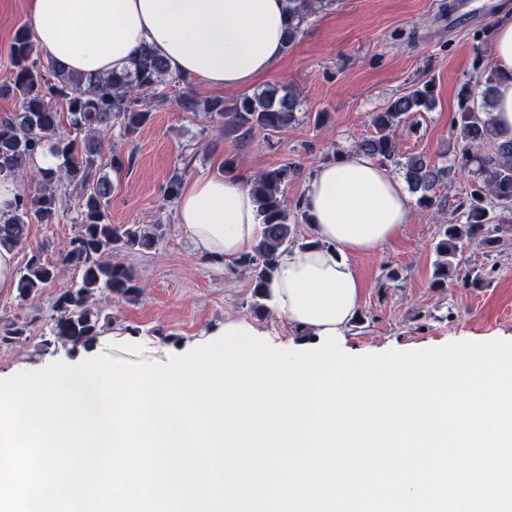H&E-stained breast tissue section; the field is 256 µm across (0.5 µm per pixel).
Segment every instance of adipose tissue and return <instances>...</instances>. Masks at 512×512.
I'll list each match as a JSON object with an SVG mask.
<instances>
[{
	"mask_svg": "<svg viewBox=\"0 0 512 512\" xmlns=\"http://www.w3.org/2000/svg\"><path fill=\"white\" fill-rule=\"evenodd\" d=\"M38 44L70 71L105 74L130 64L150 43L170 70L206 85L242 89L266 74L283 51L286 0H29ZM493 64L498 84L492 115L512 138V23L500 24ZM301 205L313 245L277 260L267 300L298 331L346 332L363 300L354 259L374 254L409 224L412 199L390 169L356 148L321 163L306 179ZM177 219L197 254L233 261L260 238L262 217L244 179L190 180Z\"/></svg>",
	"mask_w": 512,
	"mask_h": 512,
	"instance_id": "ef3b65f1",
	"label": "adipose tissue"
}]
</instances>
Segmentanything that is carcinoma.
Returning a JSON list of instances; mask_svg holds the SVG:
<instances>
[{"instance_id":"1","label":"carcinoma","mask_w":512,"mask_h":512,"mask_svg":"<svg viewBox=\"0 0 512 512\" xmlns=\"http://www.w3.org/2000/svg\"><path fill=\"white\" fill-rule=\"evenodd\" d=\"M287 2L290 21L283 37L286 49L299 39L309 17L335 0ZM35 53L31 32L18 28L9 46L10 77L0 84L1 95L17 99L16 111L0 118V173L25 177L36 189L19 193L14 206L0 212V245L22 246L32 222L52 223L60 210L67 209L70 198H76L72 222L78 225V232L67 250L53 262L42 257L41 249H33L26 263L16 268L15 276L18 297L24 300L51 285L58 264L74 267L78 280L56 298L50 335L57 342L85 347L96 341L101 329V314L89 304L95 294L119 301H133L141 294L132 271L112 261V255L150 249L162 238L160 224L145 228L110 222L112 181L104 168L119 170L125 166V159L114 153L108 164H103V139L117 125L127 135L146 125L152 112L145 99L164 96V89L178 86L186 77L171 73L165 59L147 43L135 51L125 71L105 75L75 74L53 59L43 65L34 58ZM499 80L496 69L484 70L478 81L483 86L482 110L464 109L454 118L459 131L458 163L463 169L477 164L479 181L459 204L465 221L440 227L434 288H445L448 281L462 274L456 257L464 245L494 248L499 242L501 219L512 213V139L502 138L490 112ZM58 100L65 102L67 111H57L54 102ZM181 105L187 112L206 113L210 122L227 134L246 138L260 130L273 138L299 121L301 101L293 87L277 84L258 94H244L230 107L224 106L222 99L200 102L186 96ZM433 107L432 84L426 82L372 113V135L355 142L359 151L403 173L424 212L446 206L448 197L437 195V189L447 182L450 168L424 155L401 154L397 132L418 112ZM66 125L84 137L70 138L61 133ZM45 152L56 159V166L33 169L35 155ZM296 172L295 165L285 163L259 172L249 183L264 232L233 265L250 274L258 314L265 310L262 300L277 258L301 246L295 226L306 222L305 212L300 202L291 204L285 195V187Z\"/></svg>"}]
</instances>
